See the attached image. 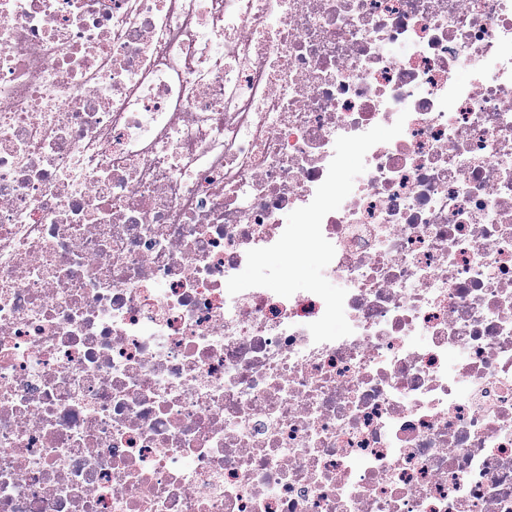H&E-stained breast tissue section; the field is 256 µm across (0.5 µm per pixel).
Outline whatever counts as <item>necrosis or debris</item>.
<instances>
[{"mask_svg":"<svg viewBox=\"0 0 512 512\" xmlns=\"http://www.w3.org/2000/svg\"><path fill=\"white\" fill-rule=\"evenodd\" d=\"M0 512H512V0H0Z\"/></svg>","mask_w":512,"mask_h":512,"instance_id":"obj_1","label":"necrosis or debris"}]
</instances>
